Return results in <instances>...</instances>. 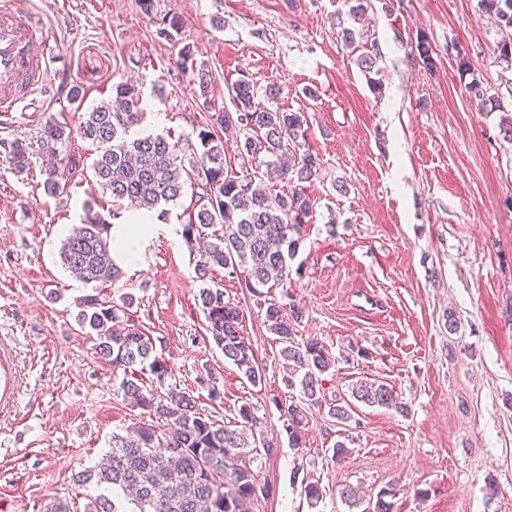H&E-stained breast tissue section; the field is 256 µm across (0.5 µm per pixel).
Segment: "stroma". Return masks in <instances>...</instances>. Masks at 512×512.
<instances>
[{"mask_svg": "<svg viewBox=\"0 0 512 512\" xmlns=\"http://www.w3.org/2000/svg\"><path fill=\"white\" fill-rule=\"evenodd\" d=\"M23 2L50 36L51 89L0 124V343L13 348L22 379L15 416L0 421V502L10 512H45L59 500L84 506L76 474L143 417L118 391L123 370L94 355L75 305L87 288L59 258L84 205L108 209L112 200L88 168L63 194L46 192L48 165L63 167L70 152L88 164L96 153L76 138L49 155L45 121L77 124L127 82L142 90L147 129L186 136L233 111L230 89L246 77L257 102L304 113L320 160L306 185L315 212L288 288L256 297L244 273L214 274L244 312L262 380L251 384L208 331L198 256L180 235L187 192L169 218L153 217L136 260L106 289L133 297L171 370L144 387L193 392L201 412L225 423L242 404L254 406L255 440L273 438L279 448L253 464L272 488L253 512H349L340 488L372 498L392 484L400 489L394 512H512V140L504 136L512 100L485 112L469 89L474 81L504 89L512 66L499 57L505 31L478 0H370L359 19L348 17L346 0H156L152 16L139 0ZM165 13L183 21L171 40L158 33ZM344 26L376 44V76L356 64ZM422 35L434 50L430 68L413 53ZM186 46L192 62L183 70L176 61ZM13 141L27 148L24 166L6 148ZM292 301L303 310L298 340L322 342L335 360L326 399L368 378L388 384L405 412L361 405L339 424L314 408L301 447H290L275 403L300 395L285 384L290 367L264 305ZM208 371L221 398L198 381ZM338 441L349 452L337 460ZM305 480L325 490L316 508L302 493Z\"/></svg>", "mask_w": 512, "mask_h": 512, "instance_id": "obj_1", "label": "stroma"}]
</instances>
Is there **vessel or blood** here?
I'll return each instance as SVG.
<instances>
[{
  "label": "vessel or blood",
  "mask_w": 512,
  "mask_h": 512,
  "mask_svg": "<svg viewBox=\"0 0 512 512\" xmlns=\"http://www.w3.org/2000/svg\"><path fill=\"white\" fill-rule=\"evenodd\" d=\"M49 35L19 0H0V122L34 101L48 83ZM19 371L11 349L0 343V417L15 413Z\"/></svg>",
  "instance_id": "vessel-or-blood-1"
}]
</instances>
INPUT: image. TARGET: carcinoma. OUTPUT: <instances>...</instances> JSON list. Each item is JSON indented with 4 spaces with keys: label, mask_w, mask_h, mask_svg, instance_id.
Wrapping results in <instances>:
<instances>
[{
    "label": "carcinoma",
    "mask_w": 512,
    "mask_h": 512,
    "mask_svg": "<svg viewBox=\"0 0 512 512\" xmlns=\"http://www.w3.org/2000/svg\"><path fill=\"white\" fill-rule=\"evenodd\" d=\"M479 3L482 11L496 16L499 26L512 30V0ZM160 24L159 34L166 38L179 34L183 26L180 16L169 13ZM470 90L479 108L488 112L503 108L498 93L490 94L476 82ZM256 95L252 82L238 80L232 87L235 112L218 113L215 123L240 126L245 130L246 152L264 154L267 164L285 178L291 173L296 176L297 185L285 194L273 192L254 174L236 176L224 156V142L208 128L199 130L194 140L188 136L176 141L141 128L142 94L134 84L115 86L117 105L104 101L92 107L74 127L53 117L44 123L47 143L65 145L75 135L96 148L91 169L112 198V209L103 213L92 206L85 208L81 224L62 240L59 257L73 277L91 287L77 299L78 320L94 340L96 357L130 373L120 385L123 398L148 414V419L127 427L126 434H112V445L101 460L77 475L88 491L84 512H127L122 508L124 496L138 512H247L248 505L269 494L253 469L246 434L258 421L254 407L243 404L234 423L220 424L200 412L197 398L188 391L172 389L157 396L144 390L138 375L148 373L162 384L170 369L135 318L133 298L124 296L116 302L99 291L123 277V269L110 258L116 249L113 220L125 213L133 216L157 209L164 214L165 206L183 196L185 185L196 187V219L182 225L183 241L193 251L203 229L219 224L222 230L206 244L195 266L196 277L207 283L199 291V300L207 314L208 331L226 360L250 383L261 382L255 349L243 334V312L225 299L224 288L212 282L213 272L241 268L246 287L257 294L262 288L288 283L298 234L315 210V200L303 183L313 179L318 162L311 150L301 149L303 113L258 107ZM80 163L70 154L63 168L49 170L44 181L48 193H62ZM302 317V309L293 302L287 314L276 303L265 310V322L282 344L281 354L294 371L302 373L300 400L275 401L287 421L293 448L301 444L307 409L322 406V376L334 365L321 342L295 340V325ZM359 404L406 411L387 384L361 380L351 386L348 398L328 404V415L343 424ZM397 493L395 487L384 488L363 508L353 487L339 490L341 500L361 512H392L391 499Z\"/></svg>",
    "instance_id": "obj_1"
}]
</instances>
